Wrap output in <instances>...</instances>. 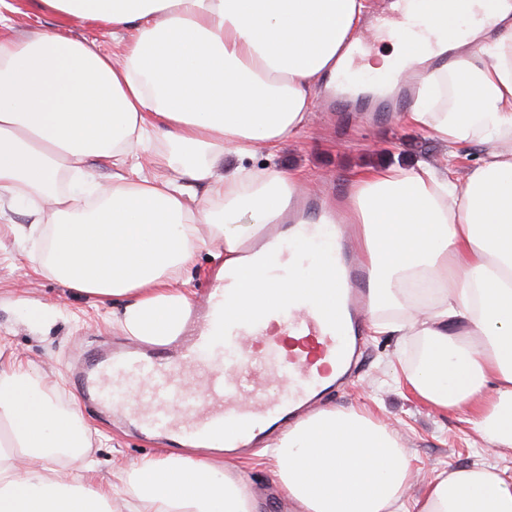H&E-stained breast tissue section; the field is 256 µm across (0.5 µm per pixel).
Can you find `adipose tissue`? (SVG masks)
Returning a JSON list of instances; mask_svg holds the SVG:
<instances>
[{"label":"adipose tissue","instance_id":"adipose-tissue-1","mask_svg":"<svg viewBox=\"0 0 512 512\" xmlns=\"http://www.w3.org/2000/svg\"><path fill=\"white\" fill-rule=\"evenodd\" d=\"M58 27L0 37V210L27 205L50 234L41 265L67 288L112 300V328L161 345L191 310L174 287L217 245L221 274L245 284L231 312L317 296L323 236L310 262L293 255L279 285L246 243L287 210L307 175L249 167L308 124L328 81L363 33L365 0H40ZM393 53L383 72L417 81L404 123L484 157L463 182L427 162L355 172L344 224L371 272L376 332L420 339L406 380L442 410L464 409L473 432L512 454V35L490 32L512 0H392ZM81 18L120 55L64 35ZM451 54L442 66L430 59ZM163 141L166 176L141 158ZM223 161V177L214 164ZM112 165L100 182L93 165ZM205 192L195 203L194 186ZM251 223H243L244 215ZM74 411L21 370H0V512H259L235 470L193 452L140 461L112 489L66 485L94 472ZM294 512H401L412 469L399 437L371 417L319 409L270 443ZM417 512H512V480L496 466L430 480Z\"/></svg>","mask_w":512,"mask_h":512}]
</instances>
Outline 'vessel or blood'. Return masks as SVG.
Here are the masks:
<instances>
[{
    "mask_svg": "<svg viewBox=\"0 0 512 512\" xmlns=\"http://www.w3.org/2000/svg\"><path fill=\"white\" fill-rule=\"evenodd\" d=\"M300 214L269 228L276 250H287ZM335 272L322 286L323 306L292 298L281 313L282 333H265L261 315L224 308L241 274L210 288L196 324L174 346L104 347L75 372L87 397L126 413L139 431L187 444L221 441L242 445L258 426L278 427L316 402L328 373L344 378L365 344L368 274L339 240ZM200 379L190 410L177 404L186 373Z\"/></svg>",
    "mask_w": 512,
    "mask_h": 512,
    "instance_id": "vessel-or-blood-1",
    "label": "vessel or blood"
}]
</instances>
